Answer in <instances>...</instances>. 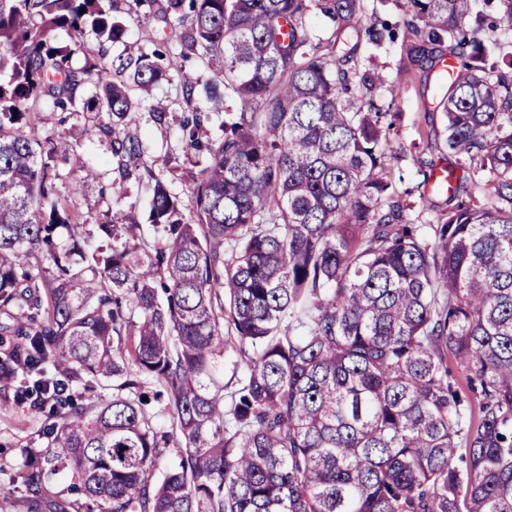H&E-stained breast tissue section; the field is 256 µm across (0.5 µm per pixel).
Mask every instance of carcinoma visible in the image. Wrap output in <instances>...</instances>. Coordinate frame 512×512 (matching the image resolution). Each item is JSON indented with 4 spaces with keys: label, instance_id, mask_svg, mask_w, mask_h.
I'll list each match as a JSON object with an SVG mask.
<instances>
[{
    "label": "carcinoma",
    "instance_id": "1",
    "mask_svg": "<svg viewBox=\"0 0 512 512\" xmlns=\"http://www.w3.org/2000/svg\"><path fill=\"white\" fill-rule=\"evenodd\" d=\"M396 2L402 23L365 26L363 0H148L145 26L190 16L175 51L114 67L101 48L78 73L80 45L53 32L118 41V0H0V406L42 415L46 440L0 494L37 508L63 477L80 512H512V76L475 63L477 35L512 34V0ZM399 37L413 66L460 60L438 82L434 137L454 161L431 224L390 178L397 94L350 66ZM191 56L224 92L181 85V139L207 159L184 201L120 121L129 84ZM88 81L83 107L116 118L93 132L113 193L154 181L152 249L89 246L34 134L35 102L72 106ZM228 102L222 136L199 140ZM102 230L140 236L117 217Z\"/></svg>",
    "mask_w": 512,
    "mask_h": 512
}]
</instances>
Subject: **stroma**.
<instances>
[{"label": "stroma", "instance_id": "obj_1", "mask_svg": "<svg viewBox=\"0 0 512 512\" xmlns=\"http://www.w3.org/2000/svg\"><path fill=\"white\" fill-rule=\"evenodd\" d=\"M118 16L125 27V34L120 41L109 44L111 60L135 56L158 47L159 33L155 28L140 26L138 14L130 10L127 0H122ZM370 66L381 72L386 88L398 90L402 98L399 136L410 149L394 165L393 173L401 177L403 187L413 190L411 217L414 222L432 223L435 215L431 207L432 198L427 194H417L416 189L423 183L427 161L438 164L449 161L446 151L431 145L436 105L435 77L409 67L397 42L373 51ZM185 76L204 81L209 74L197 58L183 60L181 71L171 72L169 79L154 85L149 95L142 97L140 105L125 119L127 130L137 134L146 146L144 163L160 175L173 194L182 198L187 197L189 188L181 178V170L196 159L180 138L179 124L185 115L180 80ZM153 99L163 100L166 105L163 123L154 122L147 112V106ZM35 117L38 137L51 141L56 148L55 184L60 194H74V208L85 222L84 236L95 239L101 222L122 213L141 224L142 243L156 244L160 234L148 220L150 189L147 185L130 182L126 185V195L116 197L111 185L119 177L117 161L107 145L91 134L95 127L111 123V113L90 112L79 105L63 111L40 103L36 106ZM75 152L82 155L83 165L72 162L71 155ZM41 423V415L28 408L0 409V466L11 472L22 470L24 459L20 450L37 437Z\"/></svg>", "mask_w": 512, "mask_h": 512}]
</instances>
